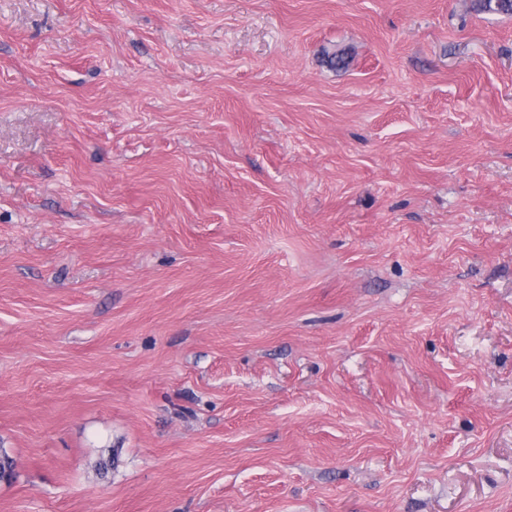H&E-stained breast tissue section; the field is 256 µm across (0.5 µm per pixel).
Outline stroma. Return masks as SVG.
Wrapping results in <instances>:
<instances>
[{"instance_id":"1","label":"stroma","mask_w":512,"mask_h":512,"mask_svg":"<svg viewBox=\"0 0 512 512\" xmlns=\"http://www.w3.org/2000/svg\"><path fill=\"white\" fill-rule=\"evenodd\" d=\"M0 449V512H512V15L0 0Z\"/></svg>"}]
</instances>
